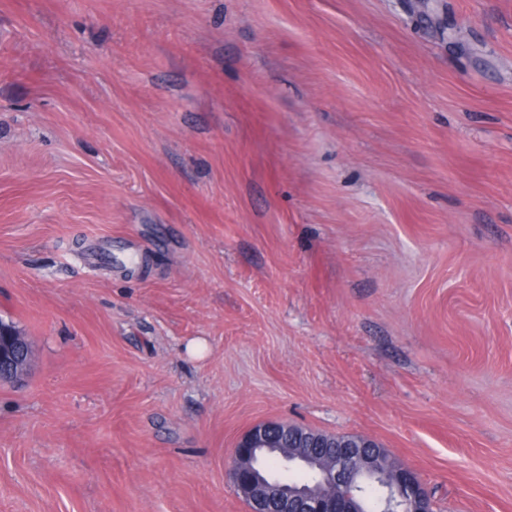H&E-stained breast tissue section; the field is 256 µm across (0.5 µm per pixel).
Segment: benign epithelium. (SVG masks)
Here are the masks:
<instances>
[{"label":"benign epithelium","mask_w":512,"mask_h":512,"mask_svg":"<svg viewBox=\"0 0 512 512\" xmlns=\"http://www.w3.org/2000/svg\"><path fill=\"white\" fill-rule=\"evenodd\" d=\"M30 358L20 336L0 338V366L10 364L22 371ZM341 452H336V449ZM276 450L286 467L293 460L322 472L323 486L288 492L267 482L255 469L256 452ZM383 449L373 440L353 436L340 443L325 434L278 422H266L249 429L233 450L231 478L239 494L249 503L250 512H361L353 495L336 497L353 469L386 486L384 508L390 512H434V503L417 475L401 469L389 474L383 469Z\"/></svg>","instance_id":"benign-epithelium-1"}]
</instances>
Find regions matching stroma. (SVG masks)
Segmentation results:
<instances>
[{
  "mask_svg": "<svg viewBox=\"0 0 512 512\" xmlns=\"http://www.w3.org/2000/svg\"><path fill=\"white\" fill-rule=\"evenodd\" d=\"M0 512H248L253 426L512 512V0H0ZM0 366L3 369L7 364L16 366L17 374L23 370L30 358V353L25 344V340L21 336H2L1 328L3 327L11 335L18 333L16 327L12 323L0 320Z\"/></svg>",
  "mask_w": 512,
  "mask_h": 512,
  "instance_id": "stroma-1",
  "label": "stroma"
}]
</instances>
